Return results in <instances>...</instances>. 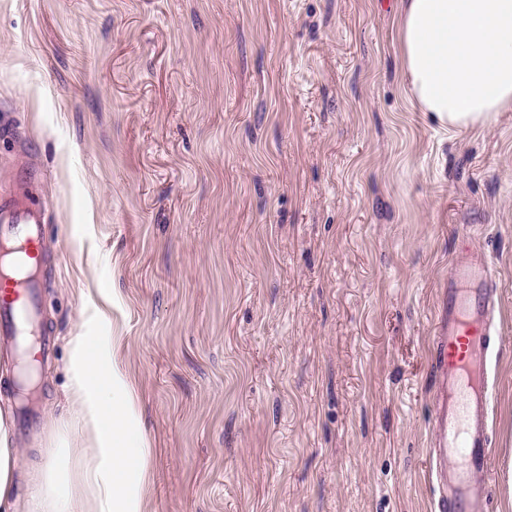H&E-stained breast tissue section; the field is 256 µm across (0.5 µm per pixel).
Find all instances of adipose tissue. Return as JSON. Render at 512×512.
I'll return each mask as SVG.
<instances>
[{
  "mask_svg": "<svg viewBox=\"0 0 512 512\" xmlns=\"http://www.w3.org/2000/svg\"><path fill=\"white\" fill-rule=\"evenodd\" d=\"M404 86L444 129L478 131L512 111V0H401ZM65 396L78 445L35 463L30 512H147L154 446L121 339L70 336Z\"/></svg>",
  "mask_w": 512,
  "mask_h": 512,
  "instance_id": "adipose-tissue-1",
  "label": "adipose tissue"
}]
</instances>
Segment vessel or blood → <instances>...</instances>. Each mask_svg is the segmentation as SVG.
Masks as SVG:
<instances>
[{"label": "vessel or blood", "instance_id": "b4317fda", "mask_svg": "<svg viewBox=\"0 0 512 512\" xmlns=\"http://www.w3.org/2000/svg\"><path fill=\"white\" fill-rule=\"evenodd\" d=\"M32 174L0 194V244L10 250L15 276L0 277V340L38 328L44 226L31 193ZM499 305L495 269L481 254L462 248L439 291L437 336L431 362L438 382L432 403V477L435 512H491L495 480L490 425L495 386L489 357L500 338L491 318Z\"/></svg>", "mask_w": 512, "mask_h": 512}]
</instances>
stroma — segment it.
<instances>
[{
  "label": "stroma",
  "mask_w": 512,
  "mask_h": 512,
  "mask_svg": "<svg viewBox=\"0 0 512 512\" xmlns=\"http://www.w3.org/2000/svg\"><path fill=\"white\" fill-rule=\"evenodd\" d=\"M398 0H0V187L49 211L20 470L77 439L88 297L155 447L150 512H432L438 290L498 272L492 512H512V112L446 132L409 102Z\"/></svg>",
  "instance_id": "35a3bbf8"
}]
</instances>
